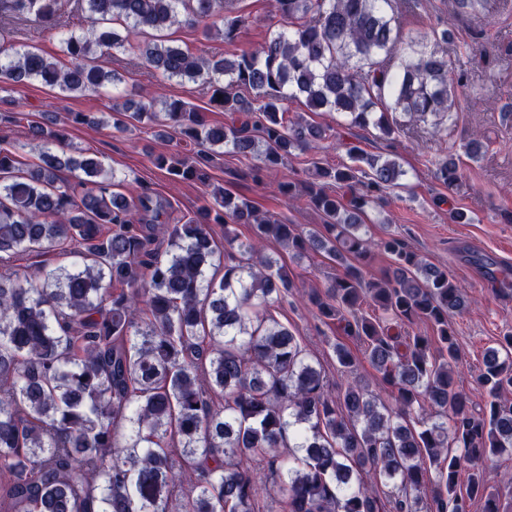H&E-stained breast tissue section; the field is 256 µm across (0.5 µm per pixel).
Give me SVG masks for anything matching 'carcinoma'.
<instances>
[{
  "label": "carcinoma",
  "instance_id": "1",
  "mask_svg": "<svg viewBox=\"0 0 512 512\" xmlns=\"http://www.w3.org/2000/svg\"><path fill=\"white\" fill-rule=\"evenodd\" d=\"M85 2L74 28L62 0H0V18L62 30L69 59L0 42V79L97 92L122 81L96 63L101 51L133 53L168 79L224 78L211 98L231 116L224 126L180 99L161 101L192 146L154 157L174 180L210 185L219 149L255 158L258 180L329 139L330 128L303 122L287 100L390 140L399 115L441 126L467 79L445 52L446 29L409 39L413 55L396 62L402 21L391 0H274L281 28L259 49L217 60L161 37L134 44L130 33L201 25L232 45L249 23L237 0ZM124 111L139 123L157 118L145 103ZM41 136L40 163L20 175L17 143L0 136V264L51 251L84 264L0 273V512H269L255 463L277 488V512H470L475 499L501 512L488 488L499 459L512 457V333L487 351V401L475 415L451 369L450 316L468 307L461 288L402 239L359 233L366 209L401 187L396 155L352 147L350 163L316 167L300 191L281 182L283 195L323 216L305 233L222 187L212 204L158 228L166 202L119 191L123 181L95 156L53 154L64 128ZM436 172L449 186L459 166L445 157ZM211 224L224 225L222 251ZM233 224L253 236L240 239ZM267 240L344 267L309 300L320 320L363 343L391 402L356 381L328 392L321 367L271 312L296 284L293 269L261 250ZM374 249L393 260L381 281L358 266ZM418 322L435 335H402Z\"/></svg>",
  "mask_w": 512,
  "mask_h": 512
}]
</instances>
